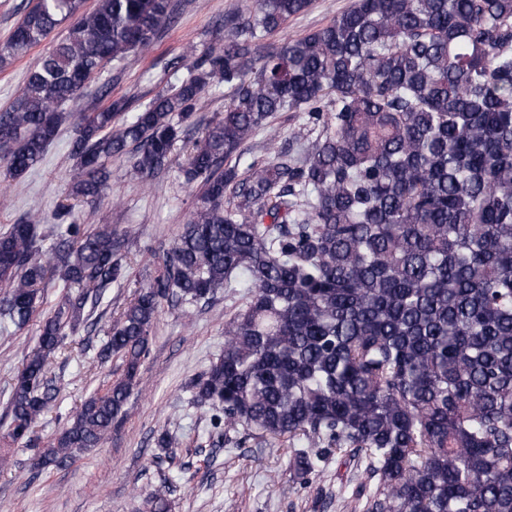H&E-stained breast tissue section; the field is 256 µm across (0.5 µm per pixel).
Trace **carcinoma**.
<instances>
[{"label":"carcinoma","instance_id":"1","mask_svg":"<svg viewBox=\"0 0 512 512\" xmlns=\"http://www.w3.org/2000/svg\"><path fill=\"white\" fill-rule=\"evenodd\" d=\"M37 0L0 46V66L62 24L66 34L0 111V173L39 163L94 75L148 48L171 0ZM311 0H250L224 16V42L178 60L188 75L129 112H85L69 144L72 195L96 201L109 164L138 178L168 167L202 96L224 113L181 168L203 187L162 272L112 323L97 358L122 374L87 397L33 465L98 447L126 417L163 302L208 303L248 284L224 322V351L192 379L191 401L224 427L296 447L303 480L351 451L376 479L366 512H512V0H354L279 46L261 41ZM279 112L303 113L293 151L259 163L244 145ZM36 220L0 232V320L21 329L52 279L77 287L40 321L13 378L8 435L34 442L56 396L48 361L126 278L112 227L69 224L41 257ZM173 477L152 494L165 512Z\"/></svg>","mask_w":512,"mask_h":512}]
</instances>
